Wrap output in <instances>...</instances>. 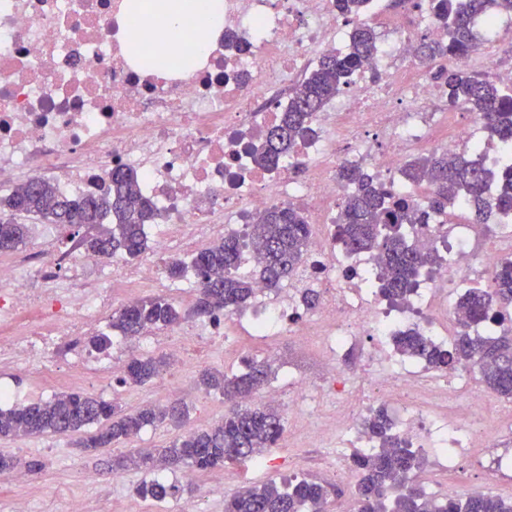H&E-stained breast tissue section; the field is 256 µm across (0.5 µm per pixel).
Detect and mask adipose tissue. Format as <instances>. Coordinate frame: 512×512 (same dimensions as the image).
Masks as SVG:
<instances>
[{
    "label": "adipose tissue",
    "instance_id": "ef3b65f1",
    "mask_svg": "<svg viewBox=\"0 0 512 512\" xmlns=\"http://www.w3.org/2000/svg\"><path fill=\"white\" fill-rule=\"evenodd\" d=\"M224 13L223 0H129V14L137 17L149 15L153 22L155 44L180 46L179 60L199 62L200 53L186 50L187 37L182 23L195 24L206 31L216 33L221 29Z\"/></svg>",
    "mask_w": 512,
    "mask_h": 512
}]
</instances>
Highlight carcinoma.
Masks as SVG:
<instances>
[{"label":"carcinoma","mask_w":512,"mask_h":512,"mask_svg":"<svg viewBox=\"0 0 512 512\" xmlns=\"http://www.w3.org/2000/svg\"><path fill=\"white\" fill-rule=\"evenodd\" d=\"M369 0H336V9L354 20L350 48L343 54H326L306 78L303 88L288 110L268 133L266 144L253 149L254 162L276 167L294 147L314 135V113L344 88L353 74L375 51V30L358 18L366 14ZM435 19L448 29V41L421 39L420 54L434 78L444 87L448 106H462L479 112L489 139L512 142V88L461 66L448 68L439 60L468 57L478 48L476 21L489 13H512V0H432ZM403 175L409 184L429 182L434 195L425 206L410 197L377 185L361 166H341L337 181L352 188L341 205L336 225V244L347 252L377 255L384 270L380 293L392 304L407 305L427 265L444 262L446 236L432 251L422 253L406 240L408 228L424 226L434 214L448 212L456 199L470 202L473 217L487 224L496 215L512 214V156L505 155L497 168H485L470 158L448 160L438 152L409 163ZM139 172L118 166L112 170V185L103 194L72 198L60 194L50 181L36 179L37 186L0 196V254L13 252L24 244L30 221L86 228V249L110 256L122 253L130 258L147 249L145 226L156 220L154 204L138 190ZM311 228L305 214L291 205H274L252 218L248 243L227 238L199 251L191 265L199 279V296L194 313L212 319L230 314L248 303L253 295L252 280L237 274L247 247L260 257L259 277L269 290L280 287L293 275L307 252ZM495 289L470 290L462 303L468 320L458 324L452 346L442 347L418 329L392 338L402 355L424 362L436 370L476 363L482 381L494 394L512 398V330L489 336L474 335L478 324H501L512 320V260L503 261L494 273ZM180 314L165 297L141 299L112 310L111 328L123 336H138L146 328L160 329L177 324ZM246 371L229 376L206 370L200 384L220 392L227 407L224 417L205 429L190 431L172 439L162 448H133L116 460L123 469L145 471L187 468L206 472L227 462H257L265 449L273 447L284 431L280 412L268 405L244 406L240 400L255 394L272 374V364L262 359L244 360ZM164 358L133 357L124 368L120 382L144 385L156 377ZM186 414L178 403L169 406L145 404L124 412L117 405L93 394L64 393L47 401L15 404L0 408V438L77 432L90 426L97 431L85 436L108 448L129 442L146 427L166 421L177 422ZM365 429L379 441V447L352 456L355 495L359 512H512V500L491 493L463 497L426 499L415 480L425 457L393 433V421L383 408L374 409L364 422ZM174 487L158 479L143 482L138 494L144 499L162 500ZM327 489L317 481L290 476L246 486L224 500V512H322Z\"/></svg>","instance_id":"obj_1"}]
</instances>
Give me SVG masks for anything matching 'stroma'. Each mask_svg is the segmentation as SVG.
<instances>
[{
	"label": "stroma",
	"instance_id": "1",
	"mask_svg": "<svg viewBox=\"0 0 512 512\" xmlns=\"http://www.w3.org/2000/svg\"><path fill=\"white\" fill-rule=\"evenodd\" d=\"M274 352L279 363L269 380L270 385L284 383L289 373L300 372L310 377L323 373V365L316 344L300 345L286 338L267 341L239 339L235 336H214L193 343L181 369L165 367L152 383L144 386L124 385L108 375L74 380L60 373L56 383L49 384L37 375L23 374L0 367V386L14 389L20 403L49 400L62 392H82L116 401L123 408L133 410L146 404H163L179 399L187 406L184 423L151 427L144 430L132 445L119 444L96 455L83 453L77 448L73 434H45L23 439H0V453L25 461L41 464L38 479L26 486L0 489V512H14L17 500L30 502L33 512H67L71 496L81 495L95 500L100 506L110 501H123L128 512H224L223 501L205 498L206 486L216 479H226L230 490L241 487L237 477L247 474L250 483L261 484L275 479L297 475L326 484L330 489L327 499L329 512H347L353 497V485L337 480L333 470L336 444L328 442L322 447H310L306 436H285L277 447L269 449L267 468L252 470L246 464H227L197 474L193 483H186L178 470H162L156 476L178 485V492L162 501L141 499L135 492L142 482L154 474L144 470H124L113 474V458L127 453L129 447L156 448L165 445L174 436L188 432L189 428H204L224 415V398L220 393L207 391L197 384L200 370L210 368L227 374L244 371V358H263Z\"/></svg>",
	"mask_w": 512,
	"mask_h": 512
}]
</instances>
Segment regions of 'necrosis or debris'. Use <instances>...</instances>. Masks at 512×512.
Listing matches in <instances>:
<instances>
[{
	"instance_id": "1",
	"label": "necrosis or debris",
	"mask_w": 512,
	"mask_h": 512,
	"mask_svg": "<svg viewBox=\"0 0 512 512\" xmlns=\"http://www.w3.org/2000/svg\"><path fill=\"white\" fill-rule=\"evenodd\" d=\"M127 0H0V191H14L32 178L53 179L70 197L99 194L120 164L142 175L141 188L153 201L159 228L151 229L150 251L142 263L103 257L72 243L59 251L44 230L33 251L0 262V364L53 380L59 368L84 376L118 374L116 359L80 351L76 336L102 322L113 294L106 288L76 290L60 273L84 278L110 274L133 283L167 285L181 296L196 288L194 274L168 284L164 260L184 259L201 242L241 234L252 213L274 205L306 203L313 231L303 263L270 298L256 284L250 304L226 315L225 324L266 339L317 341L325 365L312 380L290 375L258 399L287 398L288 422L319 432L324 402L336 406V445L372 448L364 429L374 406L394 412L402 440L415 448H437L436 470H455L460 458L479 452L480 468L494 482L512 471V453L497 448V428L486 415L487 397L473 382L479 365L456 368L468 383L464 410L451 417L447 375L402 356L389 336L417 327L448 343L464 312L459 298L485 285L496 267L512 259V216L477 224L463 202L449 205L411 232L409 244L431 246L438 228L448 230L443 265L423 273L410 305L394 306L378 291L379 268L371 255L340 253L333 239L336 214L347 190L332 172L343 163L360 164L391 188L402 187L401 171L415 155L438 150L482 162L496 144L482 135L480 117L440 118L443 95L427 67L419 65L420 37L444 41L430 0H403L399 16L369 0L365 21L378 24L375 57L361 68L348 94L316 113L315 135L300 143L274 169L251 158L282 110L296 95L321 56L346 42L335 0H224L219 36L194 29L191 42L207 53L194 69L166 78L134 66L118 39ZM482 43L465 64L490 69L499 83L512 85V65L501 62L492 32L511 33L512 15L479 24ZM383 149H375L370 134ZM312 289L318 302L302 306ZM360 336L371 337L358 377L365 394L337 385L338 356Z\"/></svg>"
}]
</instances>
